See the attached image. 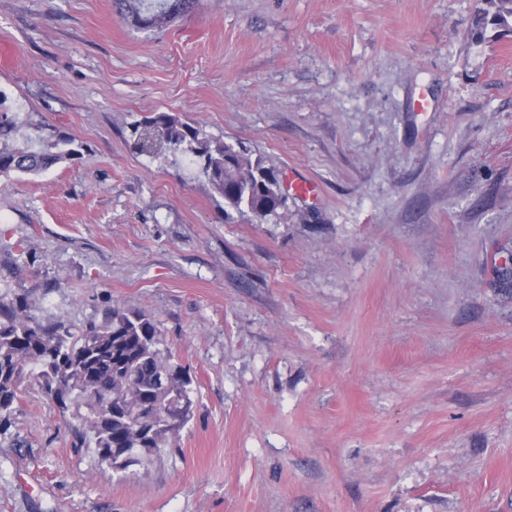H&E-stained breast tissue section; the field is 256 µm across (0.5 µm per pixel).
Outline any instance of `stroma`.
Masks as SVG:
<instances>
[{"mask_svg": "<svg viewBox=\"0 0 512 512\" xmlns=\"http://www.w3.org/2000/svg\"><path fill=\"white\" fill-rule=\"evenodd\" d=\"M483 0H201L142 30L112 0H0V91L80 156L0 179V294L43 322L120 306L192 378L172 448L122 472L29 384L0 512H512V32ZM156 112L243 142L292 193L263 222ZM487 8L477 11L474 16V31L481 34L489 24L499 28H512V0H484Z\"/></svg>", "mask_w": 512, "mask_h": 512, "instance_id": "35a3bbf8", "label": "stroma"}]
</instances>
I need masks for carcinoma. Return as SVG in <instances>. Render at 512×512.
<instances>
[{"label": "carcinoma", "instance_id": "obj_1", "mask_svg": "<svg viewBox=\"0 0 512 512\" xmlns=\"http://www.w3.org/2000/svg\"><path fill=\"white\" fill-rule=\"evenodd\" d=\"M119 14L143 29L162 28L193 12L199 0H113ZM474 31L489 25L512 28V0H485ZM0 92V177L35 175L74 159V140L61 132L38 133L14 145L19 113ZM132 149L153 156L167 150L191 155L224 201V221L265 220L286 206L280 176L243 146L213 139L195 123L155 112L133 126ZM33 379L68 423L77 448L122 470L173 446L190 417L192 378L175 361L157 322L118 306L99 322L74 329L43 324L27 314L20 297H0V432L12 425Z\"/></svg>", "mask_w": 512, "mask_h": 512}]
</instances>
